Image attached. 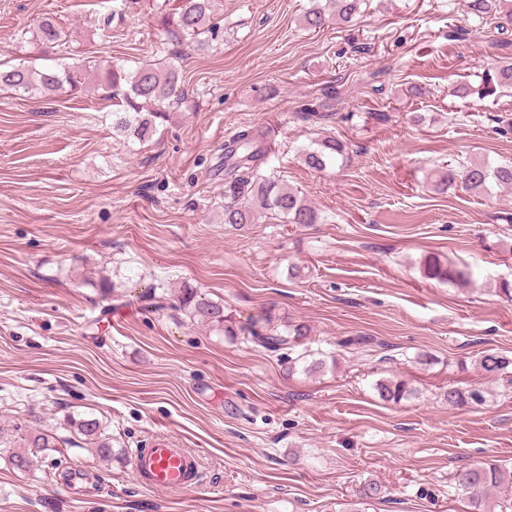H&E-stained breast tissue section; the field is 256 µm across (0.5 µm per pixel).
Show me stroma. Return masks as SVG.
I'll use <instances>...</instances> for the list:
<instances>
[{
	"label": "stroma",
	"instance_id": "stroma-1",
	"mask_svg": "<svg viewBox=\"0 0 512 512\" xmlns=\"http://www.w3.org/2000/svg\"><path fill=\"white\" fill-rule=\"evenodd\" d=\"M163 0H0V66L35 60L21 32L52 17L81 58L133 68L168 58L183 100L152 140L113 136L111 102L0 90V428L94 417L105 461L82 448L16 470L0 447V512H469L462 465L512 469V383L481 351L512 357V189L435 190L447 166L512 162V90L463 83L512 59V30L465 0H367L352 23L301 26L313 0H216L211 47L159 26ZM326 105L331 117L309 118ZM265 133L262 173L303 194L318 224L224 222V146ZM346 163L308 168L324 136ZM464 266L431 280L427 256ZM301 269L290 278L289 266ZM167 289L165 310L145 288ZM191 288L243 319L304 323L288 358L196 323ZM130 308L121 322L110 312ZM394 378L413 396L380 400ZM483 401L448 405V387ZM166 437L198 453L189 492L142 488L130 451ZM87 475L66 490L62 469ZM381 488L360 497L364 483ZM478 365L489 378L497 379L512 373V358L502 353L487 350L478 357ZM511 368V371H509Z\"/></svg>",
	"mask_w": 512,
	"mask_h": 512
}]
</instances>
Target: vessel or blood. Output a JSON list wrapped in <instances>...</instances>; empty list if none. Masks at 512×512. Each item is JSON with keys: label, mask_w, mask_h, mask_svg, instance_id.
Segmentation results:
<instances>
[{"label": "vessel or blood", "mask_w": 512, "mask_h": 512, "mask_svg": "<svg viewBox=\"0 0 512 512\" xmlns=\"http://www.w3.org/2000/svg\"><path fill=\"white\" fill-rule=\"evenodd\" d=\"M133 473L143 488L186 492L198 484V461L188 449L158 439L134 450Z\"/></svg>", "instance_id": "obj_1"}]
</instances>
